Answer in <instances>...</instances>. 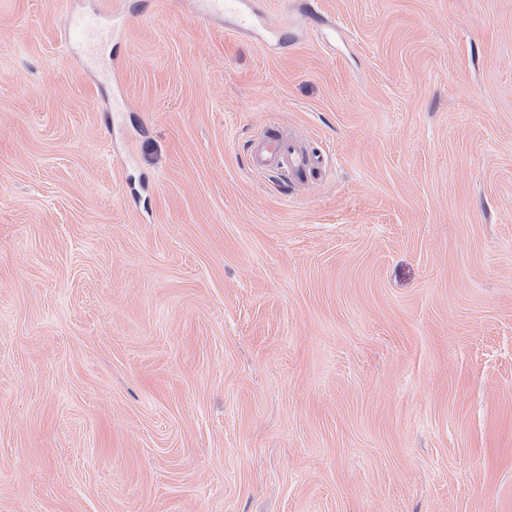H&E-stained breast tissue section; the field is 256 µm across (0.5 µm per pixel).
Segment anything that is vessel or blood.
I'll return each mask as SVG.
<instances>
[{
    "mask_svg": "<svg viewBox=\"0 0 512 512\" xmlns=\"http://www.w3.org/2000/svg\"><path fill=\"white\" fill-rule=\"evenodd\" d=\"M202 4L205 16L232 17L237 31L243 33L262 25L266 19L263 0H202ZM121 15L120 0H102L92 13L69 11V37L85 42L90 53H97L96 33L105 22ZM249 164L258 172L281 171L295 176L312 167L313 157L294 137L273 132L252 142Z\"/></svg>",
    "mask_w": 512,
    "mask_h": 512,
    "instance_id": "b4317fda",
    "label": "vessel or blood"
}]
</instances>
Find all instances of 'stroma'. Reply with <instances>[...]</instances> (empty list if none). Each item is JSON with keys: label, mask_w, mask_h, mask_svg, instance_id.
I'll return each instance as SVG.
<instances>
[{"label": "stroma", "mask_w": 512, "mask_h": 512, "mask_svg": "<svg viewBox=\"0 0 512 512\" xmlns=\"http://www.w3.org/2000/svg\"><path fill=\"white\" fill-rule=\"evenodd\" d=\"M268 2L0 0V512H512V0ZM122 16V2L104 0L100 7L93 13H83L70 10L69 38L86 43L89 52L94 55L98 51V45L94 37L105 22ZM203 14L208 17L230 16L239 32H250L266 20L261 0H202ZM313 157L286 133L264 134L251 143L249 164L258 172H288L295 176L313 167Z\"/></svg>", "instance_id": "obj_1"}]
</instances>
